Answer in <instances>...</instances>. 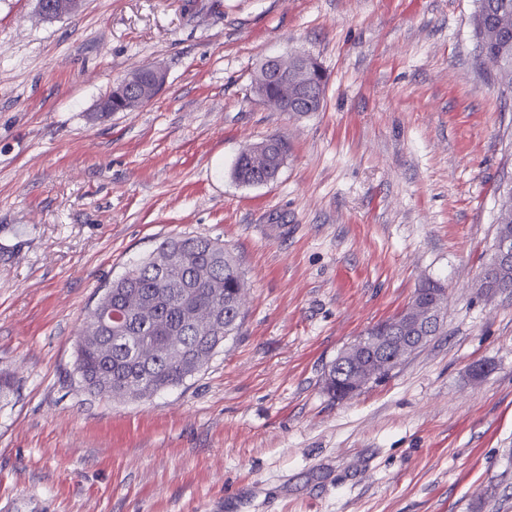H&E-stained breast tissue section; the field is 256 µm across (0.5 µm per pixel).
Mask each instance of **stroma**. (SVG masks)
Listing matches in <instances>:
<instances>
[{
	"instance_id": "1",
	"label": "stroma",
	"mask_w": 512,
	"mask_h": 512,
	"mask_svg": "<svg viewBox=\"0 0 512 512\" xmlns=\"http://www.w3.org/2000/svg\"><path fill=\"white\" fill-rule=\"evenodd\" d=\"M475 0H0V512H512V290L479 278L512 184V95ZM312 55L318 112L252 90ZM167 81L98 112L146 65ZM281 139L277 177L245 148ZM223 242L244 319L148 399L91 394L77 334L165 239ZM428 281L437 333L338 402V353ZM485 367L482 379L471 368ZM313 57L305 54H294L289 60L280 57H272L267 59L257 71L254 80L259 79L260 82H268L280 80L284 90L280 98L267 102L273 105L279 112H302L296 109L297 104L288 105V81L298 85L300 89H305L302 78L308 76L310 63ZM284 159L278 145H273L266 156L254 162L239 154L234 163L233 174L240 183L254 185L262 178L273 179L283 165Z\"/></svg>"
}]
</instances>
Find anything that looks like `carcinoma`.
Returning a JSON list of instances; mask_svg holds the SVG:
<instances>
[{
  "label": "carcinoma",
  "instance_id": "cac0c4a2",
  "mask_svg": "<svg viewBox=\"0 0 512 512\" xmlns=\"http://www.w3.org/2000/svg\"><path fill=\"white\" fill-rule=\"evenodd\" d=\"M476 48L498 64V85L512 93V0H476L472 19ZM277 146L253 161L240 154L235 178L253 185L273 178L283 165ZM244 284L224 245L205 236L163 241L146 260L106 288L108 305L127 309L126 341L97 326L88 314L76 346V372L91 393L120 400L149 398L199 372L224 338L236 332Z\"/></svg>",
  "mask_w": 512,
  "mask_h": 512
}]
</instances>
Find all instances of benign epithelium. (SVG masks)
Wrapping results in <instances>:
<instances>
[{"instance_id":"1","label":"benign epithelium","mask_w":512,"mask_h":512,"mask_svg":"<svg viewBox=\"0 0 512 512\" xmlns=\"http://www.w3.org/2000/svg\"><path fill=\"white\" fill-rule=\"evenodd\" d=\"M313 57L295 54L288 60L280 57L267 59L255 78L261 82L279 80L283 94L270 101L280 112H294L297 105L288 103V82L305 89L302 78L309 74ZM119 87L134 102L147 103L148 87L144 82L143 71L139 70L126 77ZM502 234L494 246L491 274L508 280L512 273V226L501 225ZM445 298V290L430 292L429 296L419 291L412 301L393 319L372 328L368 334L359 337L343 349L336 357V374H329L325 387L336 390V398L346 399L357 395L370 384L385 378L386 364L393 369L401 367L419 348L432 337L440 324Z\"/></svg>"}]
</instances>
